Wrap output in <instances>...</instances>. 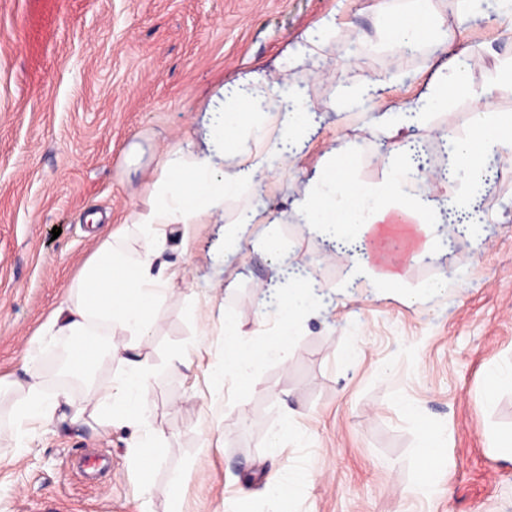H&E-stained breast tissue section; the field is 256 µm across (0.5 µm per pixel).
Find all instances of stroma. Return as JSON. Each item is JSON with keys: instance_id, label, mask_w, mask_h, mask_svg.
I'll return each instance as SVG.
<instances>
[{"instance_id": "1", "label": "stroma", "mask_w": 512, "mask_h": 512, "mask_svg": "<svg viewBox=\"0 0 512 512\" xmlns=\"http://www.w3.org/2000/svg\"><path fill=\"white\" fill-rule=\"evenodd\" d=\"M378 0H0V377L28 366L48 391L67 388L87 403V379L71 370L72 336L39 328L68 296L102 234L140 210L159 172L160 153L192 141L205 146L224 88L241 75L273 71L288 45L328 13L340 27L326 47L332 80L290 70L316 110L326 113L308 162L328 149L350 154L360 179L379 181L369 159L385 141L365 117L336 115L342 87L395 72V100L412 99L434 60L397 50L377 14ZM466 52L474 90L512 113V85L492 84L497 58L512 53V24L457 11L446 22ZM417 129L419 143L462 136L476 122L469 99L450 103ZM302 175L276 171L268 200L280 217L253 224L225 244L206 224L190 246L168 233L163 258L189 262L190 284L169 288L149 336L134 350L153 367L147 423L166 442L151 493H135L133 430L102 428L92 414L53 422L34 445L16 447L8 425L14 397L0 395V512H169L180 483L183 512H224L240 499L262 512L269 473L306 464L318 478L292 512H512V458L495 443L512 433V388L491 402L492 373L512 369V155L501 158L479 234L408 260L397 287L382 288L353 257L299 224L290 204ZM59 236H52L53 228ZM316 283L317 311L293 339L287 363L248 376L228 373L222 397H204L208 366L224 348L221 317L239 321L241 339L264 342L279 261ZM213 297L207 326L195 302ZM190 371L172 372L175 352ZM279 446L266 444L276 429ZM445 433L433 488L421 490L417 454L423 429ZM85 449L112 461L90 483L70 470Z\"/></svg>"}]
</instances>
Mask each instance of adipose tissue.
Instances as JSON below:
<instances>
[{"label": "adipose tissue", "instance_id": "ef3b65f1", "mask_svg": "<svg viewBox=\"0 0 512 512\" xmlns=\"http://www.w3.org/2000/svg\"><path fill=\"white\" fill-rule=\"evenodd\" d=\"M423 3L410 0L403 15L385 12L382 22L397 47L434 39L439 52H446L448 35L434 25ZM336 28L335 14H328L297 36L284 66L231 85L223 112L211 122L212 149L162 151L159 174L143 208L110 229L71 285L65 304L48 318V331L79 337L78 355L83 364L121 366L120 376L91 381L88 397L102 425L108 427L122 419L135 426L130 461L140 474L139 497L150 493V475L164 435L146 423L153 372L133 353L129 340L149 335L157 303L188 273L187 268L162 262L164 229L173 227L182 243L190 244L198 225L223 221L233 198L264 193L273 172L295 163L310 146L321 123L309 100L289 81L288 71L319 54ZM395 81L391 74L367 77L343 88L337 105L343 113L352 111L358 102H370L373 127L392 141L390 152L374 159L383 170L382 180L363 183L348 156L330 151L306 171L294 200L299 223L320 228L331 242H342L357 231L368 236L374 246L364 259V269L389 281L396 279V270L405 259L436 247L429 228L447 223L449 208L470 206L472 177L488 172L503 153L512 152V113L493 109L489 97L474 98L467 71L458 60L440 63L408 102L394 103ZM454 97L473 99L477 111L476 123L466 136L449 137L455 158L453 178L459 190L450 199L435 193L412 194L403 175L410 165L411 131L432 115L447 112ZM133 236L141 246L131 251L125 243ZM394 236L403 239L405 256L384 250L383 241ZM278 299L270 338L259 346L244 344L236 318L225 316L224 354L210 367L213 389L222 387L227 372L245 375L267 360L287 362L298 325L314 311L315 296L310 283L292 278ZM14 388L17 397L11 424L18 447L25 448L67 403L68 395L62 389L48 392L36 370L29 371ZM314 480L313 472L304 468L274 471L264 482L266 498L271 506H278L288 494L307 488Z\"/></svg>", "mask_w": 512, "mask_h": 512}]
</instances>
